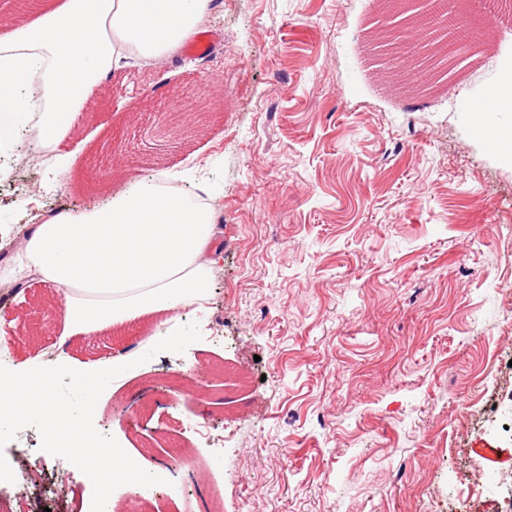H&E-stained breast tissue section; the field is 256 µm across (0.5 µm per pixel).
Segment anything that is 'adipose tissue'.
<instances>
[{
    "mask_svg": "<svg viewBox=\"0 0 512 512\" xmlns=\"http://www.w3.org/2000/svg\"><path fill=\"white\" fill-rule=\"evenodd\" d=\"M208 0H36L28 23L0 30V145L30 112L54 143L118 67L114 41L141 57L170 54L196 35ZM210 210L136 179L104 205L35 225L29 265L62 294L67 331L93 336L150 314L174 315L211 286Z\"/></svg>",
    "mask_w": 512,
    "mask_h": 512,
    "instance_id": "adipose-tissue-1",
    "label": "adipose tissue"
}]
</instances>
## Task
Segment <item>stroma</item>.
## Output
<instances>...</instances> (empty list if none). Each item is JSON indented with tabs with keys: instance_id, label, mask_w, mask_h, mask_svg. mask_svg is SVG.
Returning <instances> with one entry per match:
<instances>
[{
	"instance_id": "stroma-1",
	"label": "stroma",
	"mask_w": 512,
	"mask_h": 512,
	"mask_svg": "<svg viewBox=\"0 0 512 512\" xmlns=\"http://www.w3.org/2000/svg\"><path fill=\"white\" fill-rule=\"evenodd\" d=\"M479 45L376 61L379 0H209V56L122 59L54 148L28 129L0 147V234L39 212H82L133 178L205 194L221 258L205 303L61 338L53 285L0 262V365L131 367L94 426L165 481L126 484L111 512H491L512 476V167L462 101L512 63V9L457 0ZM202 338L153 353L179 326ZM22 429L5 458L44 459L0 484L13 512L44 495L91 503ZM190 461L172 469V451Z\"/></svg>"
}]
</instances>
